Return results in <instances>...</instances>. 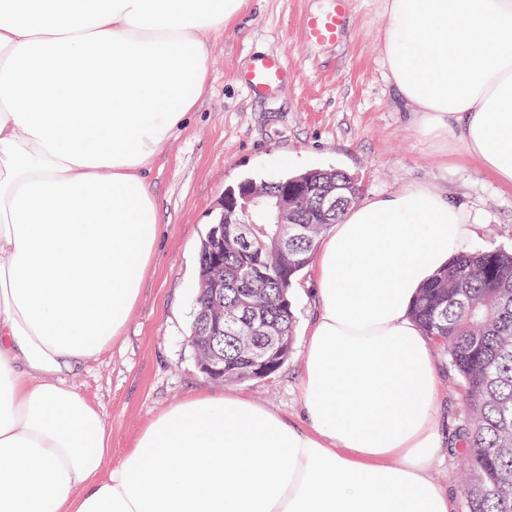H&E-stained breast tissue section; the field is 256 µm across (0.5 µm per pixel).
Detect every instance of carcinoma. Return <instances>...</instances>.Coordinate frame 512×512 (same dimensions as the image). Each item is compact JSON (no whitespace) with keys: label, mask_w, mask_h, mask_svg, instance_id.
<instances>
[{"label":"carcinoma","mask_w":512,"mask_h":512,"mask_svg":"<svg viewBox=\"0 0 512 512\" xmlns=\"http://www.w3.org/2000/svg\"><path fill=\"white\" fill-rule=\"evenodd\" d=\"M336 177L342 201H357L361 185L340 170L309 169L266 181L274 191L283 184L324 182ZM257 223L258 239L247 245L236 236V225L225 223V212L202 238L198 277L189 335L202 331L211 298L205 281L224 285L222 302L230 317L214 341L224 352V380L249 379V350L263 346L268 335L288 337L292 353L296 316L290 289L310 264L317 242L328 229L311 211L297 214L310 228V237L288 243V259L279 257L275 225L254 210L239 213ZM224 226V240L214 228ZM411 315L425 334L444 345L454 376L467 395L466 413L458 442L466 466L461 472L462 512H512V249L495 247L451 258L420 290Z\"/></svg>","instance_id":"carcinoma-1"}]
</instances>
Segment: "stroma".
I'll return each instance as SVG.
<instances>
[{
    "label": "stroma",
    "mask_w": 512,
    "mask_h": 512,
    "mask_svg": "<svg viewBox=\"0 0 512 512\" xmlns=\"http://www.w3.org/2000/svg\"><path fill=\"white\" fill-rule=\"evenodd\" d=\"M324 0H249L228 27L210 36V88L188 128L163 144L150 181L164 226L141 296L119 339L88 362L74 385L96 403L111 432L112 460L136 433L189 392L223 393L198 370L188 343L199 240L224 198L244 179L275 180L309 168H332L358 179L362 197L425 183L463 205L473 223L471 249L512 246V188L503 186L451 140L416 127L388 83L382 63L384 0H351L343 37L333 46L305 43L302 22ZM256 53L284 56L287 86L251 95L239 80ZM313 268L291 289L294 347L275 373L236 383L245 396L299 422L309 324L317 313ZM439 418L444 446L435 476L461 503L463 458L454 443L465 396L443 348Z\"/></svg>",
    "instance_id": "stroma-1"
}]
</instances>
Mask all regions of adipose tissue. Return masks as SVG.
Here are the masks:
<instances>
[{
    "label": "adipose tissue",
    "instance_id": "adipose-tissue-1",
    "mask_svg": "<svg viewBox=\"0 0 512 512\" xmlns=\"http://www.w3.org/2000/svg\"><path fill=\"white\" fill-rule=\"evenodd\" d=\"M248 0H0V512H453L419 289L466 253L425 185L349 207L316 255L302 424L194 393L118 462L71 380L122 334L161 220L160 147ZM383 67L425 134L512 187V0H385Z\"/></svg>",
    "mask_w": 512,
    "mask_h": 512
}]
</instances>
